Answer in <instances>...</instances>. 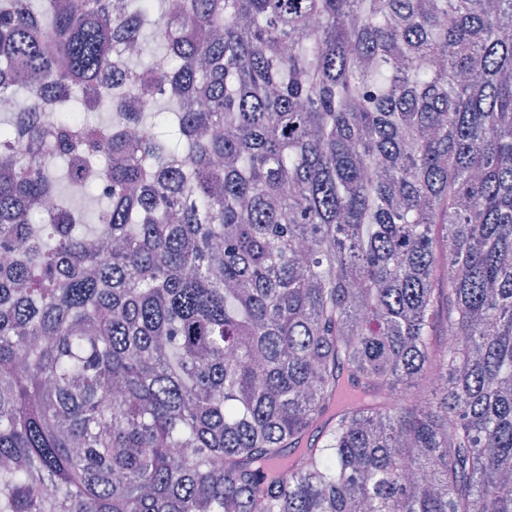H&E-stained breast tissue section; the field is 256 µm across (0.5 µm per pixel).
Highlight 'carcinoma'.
Wrapping results in <instances>:
<instances>
[{"label":"carcinoma","mask_w":512,"mask_h":512,"mask_svg":"<svg viewBox=\"0 0 512 512\" xmlns=\"http://www.w3.org/2000/svg\"><path fill=\"white\" fill-rule=\"evenodd\" d=\"M511 29L0 0V512H512Z\"/></svg>","instance_id":"carcinoma-1"}]
</instances>
